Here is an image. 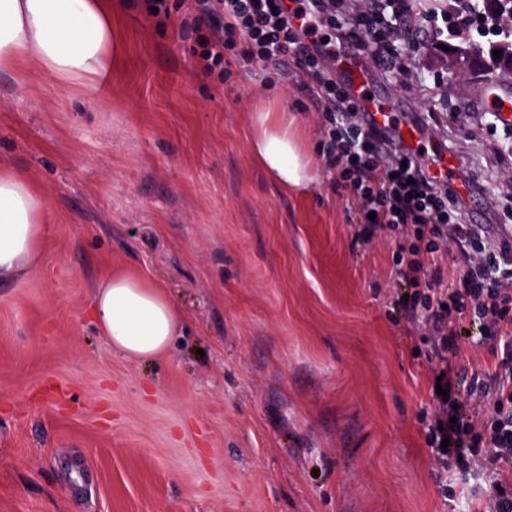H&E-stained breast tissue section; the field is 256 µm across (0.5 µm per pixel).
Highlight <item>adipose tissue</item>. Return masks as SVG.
<instances>
[{
    "mask_svg": "<svg viewBox=\"0 0 512 512\" xmlns=\"http://www.w3.org/2000/svg\"><path fill=\"white\" fill-rule=\"evenodd\" d=\"M116 0H0V72L40 75L64 90L98 95L112 83L121 34ZM254 161L284 191L306 192L312 160L288 115L287 98L259 109L248 145ZM45 195L25 174L0 164V281L35 271L46 233ZM94 318L116 353L146 359L175 335L180 314L160 288L124 273L100 284Z\"/></svg>",
    "mask_w": 512,
    "mask_h": 512,
    "instance_id": "ef3b65f1",
    "label": "adipose tissue"
}]
</instances>
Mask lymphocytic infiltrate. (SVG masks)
<instances>
[{"label":"lymphocytic infiltrate","mask_w":512,"mask_h":512,"mask_svg":"<svg viewBox=\"0 0 512 512\" xmlns=\"http://www.w3.org/2000/svg\"><path fill=\"white\" fill-rule=\"evenodd\" d=\"M192 29L198 35L204 74L222 70L224 49L242 37L246 60L294 64L305 87L329 121L326 164L340 170L350 202L375 213L374 227L413 236L395 261V275L411 288L404 306L421 310L433 335L434 364L443 394H432L429 426L434 460L456 458L463 470L481 475L484 501L475 512H512V242L488 238L468 223L450 184L432 179L423 164L400 147L381 151L376 135L331 66L337 41L357 40L356 32L321 37L323 16L335 15L336 0H193ZM459 249L460 281L445 280L436 257ZM431 281H422L424 270ZM479 321L490 341L491 359L474 371L468 394L458 390V369L448 351L461 335L464 319Z\"/></svg>","instance_id":"obj_1"}]
</instances>
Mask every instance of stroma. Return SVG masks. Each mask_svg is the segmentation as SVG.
<instances>
[{
	"instance_id": "1",
	"label": "stroma",
	"mask_w": 512,
	"mask_h": 512,
	"mask_svg": "<svg viewBox=\"0 0 512 512\" xmlns=\"http://www.w3.org/2000/svg\"><path fill=\"white\" fill-rule=\"evenodd\" d=\"M122 51L99 99L0 73V163L43 190L36 272L0 283V512H465L482 480L433 464L429 356L397 303L406 235L369 232L328 169L326 122L296 75L225 51L198 68L191 0H120ZM400 58L359 56L427 140L463 160L490 224L512 225L507 87L454 79L435 14ZM287 94L312 154V193L251 159L254 113ZM163 288L182 319L149 360L112 352L92 314L109 273Z\"/></svg>"
}]
</instances>
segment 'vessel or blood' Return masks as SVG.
<instances>
[{
  "label": "vessel or blood",
  "mask_w": 512,
  "mask_h": 512,
  "mask_svg": "<svg viewBox=\"0 0 512 512\" xmlns=\"http://www.w3.org/2000/svg\"><path fill=\"white\" fill-rule=\"evenodd\" d=\"M332 67L343 79L351 98L361 106L366 124L379 131L381 146L396 143L406 152L423 159L432 178L454 184L458 195L469 208L470 222L483 223V214L473 208L474 192L460 157L445 142H425L419 127L399 120L397 104L381 95L353 49L337 51Z\"/></svg>",
  "instance_id": "obj_1"
}]
</instances>
